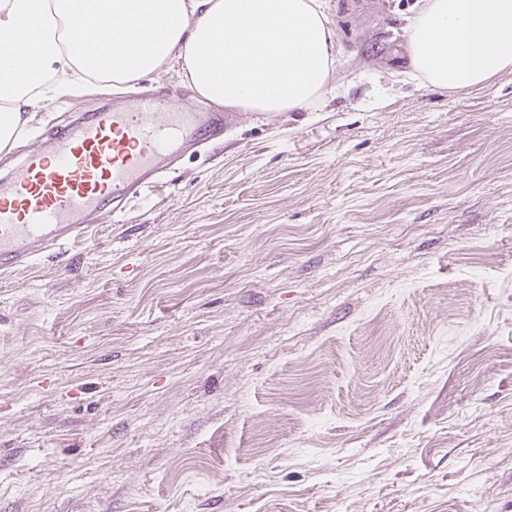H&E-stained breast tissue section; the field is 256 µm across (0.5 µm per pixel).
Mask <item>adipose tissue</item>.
<instances>
[{
    "mask_svg": "<svg viewBox=\"0 0 512 512\" xmlns=\"http://www.w3.org/2000/svg\"><path fill=\"white\" fill-rule=\"evenodd\" d=\"M30 33L13 37L16 22ZM0 155L43 103L95 84L128 91L176 69L198 99L257 115L320 103L339 49L322 0H0ZM413 69L462 92L512 69V0H424Z\"/></svg>",
    "mask_w": 512,
    "mask_h": 512,
    "instance_id": "adipose-tissue-1",
    "label": "adipose tissue"
}]
</instances>
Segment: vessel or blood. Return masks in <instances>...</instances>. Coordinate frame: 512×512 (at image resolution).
Wrapping results in <instances>:
<instances>
[{"mask_svg": "<svg viewBox=\"0 0 512 512\" xmlns=\"http://www.w3.org/2000/svg\"><path fill=\"white\" fill-rule=\"evenodd\" d=\"M223 140V113L173 112L159 96L74 113L0 174V271L83 241L99 215L168 187L182 155Z\"/></svg>", "mask_w": 512, "mask_h": 512, "instance_id": "b4317fda", "label": "vessel or blood"}]
</instances>
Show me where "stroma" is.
<instances>
[{
	"label": "stroma",
	"instance_id": "stroma-1",
	"mask_svg": "<svg viewBox=\"0 0 512 512\" xmlns=\"http://www.w3.org/2000/svg\"><path fill=\"white\" fill-rule=\"evenodd\" d=\"M326 2L324 102L233 113L0 274V512H512V71L434 88L420 0ZM142 91L205 106L173 71Z\"/></svg>",
	"mask_w": 512,
	"mask_h": 512
}]
</instances>
